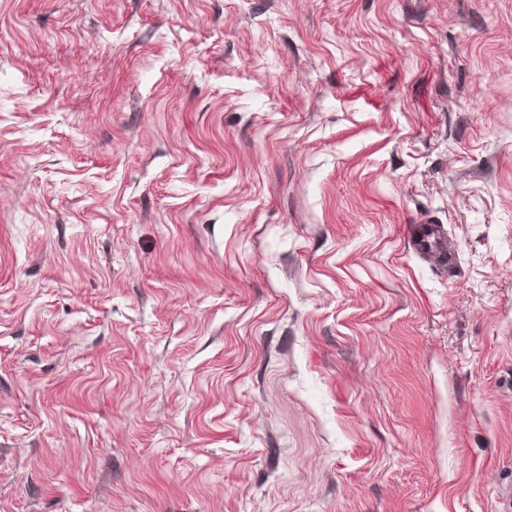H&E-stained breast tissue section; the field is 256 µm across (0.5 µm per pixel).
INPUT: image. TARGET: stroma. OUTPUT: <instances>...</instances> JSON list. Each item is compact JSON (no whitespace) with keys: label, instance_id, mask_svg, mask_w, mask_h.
Returning a JSON list of instances; mask_svg holds the SVG:
<instances>
[{"label":"stroma","instance_id":"stroma-1","mask_svg":"<svg viewBox=\"0 0 512 512\" xmlns=\"http://www.w3.org/2000/svg\"><path fill=\"white\" fill-rule=\"evenodd\" d=\"M510 492L512 0H0V512ZM444 244L443 225L423 224L414 229L413 247L420 256L440 251Z\"/></svg>","mask_w":512,"mask_h":512}]
</instances>
